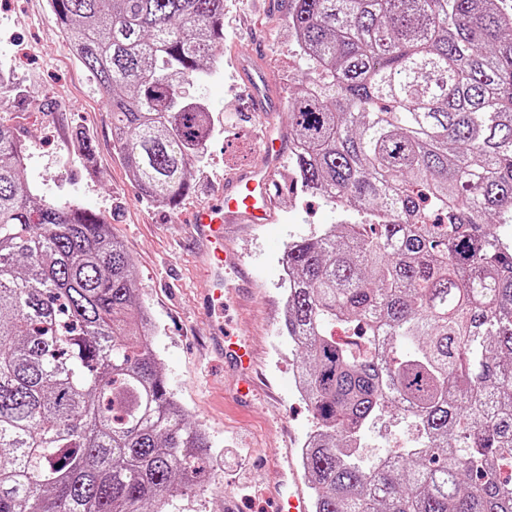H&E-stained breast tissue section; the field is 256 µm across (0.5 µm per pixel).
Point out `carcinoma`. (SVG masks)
<instances>
[{
  "label": "carcinoma",
  "mask_w": 512,
  "mask_h": 512,
  "mask_svg": "<svg viewBox=\"0 0 512 512\" xmlns=\"http://www.w3.org/2000/svg\"><path fill=\"white\" fill-rule=\"evenodd\" d=\"M143 199L206 155L224 0H49ZM291 166L342 220L288 242L314 512H512V3L288 0ZM0 115V512H164L206 430L158 366L105 215L33 198ZM361 328L363 350L331 329ZM392 418L412 444L363 454Z\"/></svg>",
  "instance_id": "cac0c4a2"
}]
</instances>
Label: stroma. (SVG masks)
Here are the masks:
<instances>
[{"mask_svg":"<svg viewBox=\"0 0 512 512\" xmlns=\"http://www.w3.org/2000/svg\"><path fill=\"white\" fill-rule=\"evenodd\" d=\"M287 0H224L220 74L201 86L218 126L196 164L192 189L176 207L144 200L112 147V114L83 66L68 50L47 0H0V62L26 97L5 114L28 153L29 186L37 199L77 201L103 213L135 262L133 285L147 308L160 370L191 421L208 432L213 475L207 491L174 500L169 512H269L280 474L274 454L299 455L316 424L295 383L297 347L283 333L285 293L279 260L289 240L319 232L339 216L320 198L292 185L290 162L274 178V223L230 224L225 242L244 260L225 271L223 306L207 305L212 280L197 257L189 219L249 164L258 162L261 123L237 69L255 39L265 42L272 93L286 101L298 69L285 24ZM93 144L91 156L75 133ZM251 344L257 393L240 398L237 373L224 359L223 339Z\"/></svg>","mask_w":512,"mask_h":512,"instance_id":"1","label":"stroma"}]
</instances>
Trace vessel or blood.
<instances>
[{"label": "vessel or blood", "instance_id": "1", "mask_svg": "<svg viewBox=\"0 0 512 512\" xmlns=\"http://www.w3.org/2000/svg\"><path fill=\"white\" fill-rule=\"evenodd\" d=\"M238 70L250 96L253 112L264 116L276 111L279 102L271 93V76L258 55L250 54L238 61ZM263 159L260 164L245 168L232 182L227 183L220 198L193 217L196 238L202 255L216 277H223L226 269L238 267L235 255L224 246V227L228 224H269L274 220V193L276 187L271 175L286 152V139L282 130L269 125L262 140ZM224 356L245 375L244 388H252L253 377L248 370L254 364V354L241 345L228 342ZM287 471L272 495L275 506H287L288 512H310L311 503L303 491L292 457H285Z\"/></svg>", "mask_w": 512, "mask_h": 512}]
</instances>
